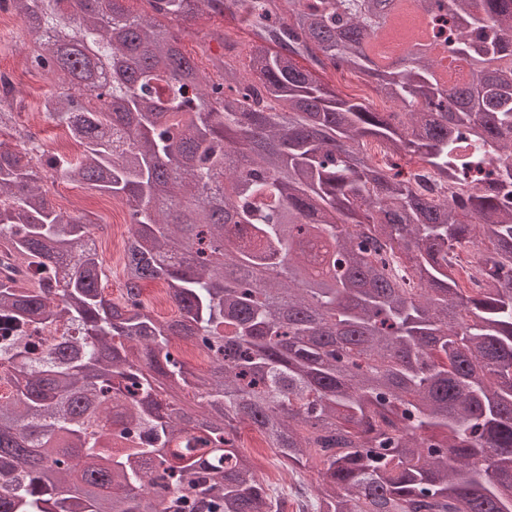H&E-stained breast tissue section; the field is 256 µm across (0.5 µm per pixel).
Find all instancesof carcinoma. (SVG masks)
Returning <instances> with one entry per match:
<instances>
[{
	"label": "carcinoma",
	"instance_id": "obj_1",
	"mask_svg": "<svg viewBox=\"0 0 512 512\" xmlns=\"http://www.w3.org/2000/svg\"><path fill=\"white\" fill-rule=\"evenodd\" d=\"M127 2L11 0L80 153L20 126L0 145V512H273L242 420L293 471L319 458L312 512H512V0H417L448 17L460 87L429 48L371 57L401 0ZM204 13L252 34L246 70L221 54L208 79L183 51L176 22ZM20 107L1 95L0 125ZM370 139L446 186L493 153L494 184L434 198ZM48 174L127 207L119 297L100 225L54 207ZM156 280L173 319L144 304ZM334 77L338 83H342L346 79V74L343 71L336 70L334 73ZM355 77L358 78V80H360L359 85H354L352 83H347L346 85L337 84L329 72H327L325 74L323 73L321 76V78L324 82H328L329 84H331L333 86L336 85V90L339 93H342L343 95L347 94V95H351V96L368 99V101L371 103L373 108L375 110H377L378 112H390V111L395 110V108L390 103L381 104L379 102V99L376 97L374 92L371 90V88L364 83L363 79L359 78L357 76H355Z\"/></svg>",
	"mask_w": 512,
	"mask_h": 512
}]
</instances>
